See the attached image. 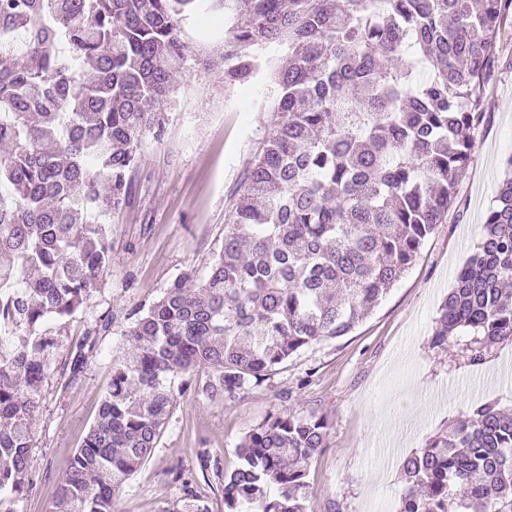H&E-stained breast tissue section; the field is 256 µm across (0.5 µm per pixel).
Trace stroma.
<instances>
[{"instance_id": "stroma-1", "label": "stroma", "mask_w": 512, "mask_h": 512, "mask_svg": "<svg viewBox=\"0 0 512 512\" xmlns=\"http://www.w3.org/2000/svg\"><path fill=\"white\" fill-rule=\"evenodd\" d=\"M277 97L265 75L247 94L225 85L219 68H191L181 78L163 137L142 145L131 201L111 218L110 272L71 319L45 324L58 338L61 363L88 323L113 318L80 379L57 373L42 387L23 512H52L57 484L106 392L109 362L128 346L129 313L158 300L182 273L204 275L220 250L230 202L276 123ZM483 112L455 205L373 312L349 334L303 347L235 399L180 397L154 456L117 496L118 512H186V482L208 512H224V474L238 463L237 444L277 409L330 422L310 467L312 512H375L383 501L398 512L407 456L473 403L512 408V356L498 348L472 366L455 350L429 346L437 307L480 235L512 155V69L489 78ZM203 453L211 457L205 470Z\"/></svg>"}]
</instances>
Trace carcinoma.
<instances>
[{
	"instance_id": "obj_1",
	"label": "carcinoma",
	"mask_w": 512,
	"mask_h": 512,
	"mask_svg": "<svg viewBox=\"0 0 512 512\" xmlns=\"http://www.w3.org/2000/svg\"><path fill=\"white\" fill-rule=\"evenodd\" d=\"M512 0H0V512L30 490L31 422L55 373L58 339L112 268L104 217L128 204L146 137L161 138L188 61L228 86L288 46L269 139L201 278L178 276L135 313L137 351L112 357L94 424L57 499L117 512L154 455L177 395L232 400L299 349L348 334L414 264L444 222L473 155L486 83ZM224 52L198 57L202 42ZM428 70L419 79L417 67ZM483 234L438 309L430 345L470 365L512 345V156ZM105 316L62 370L77 379ZM328 418L269 414L237 445L224 512H308V474ZM400 512H512V409L495 402L433 436L402 466ZM276 487L277 494L268 491Z\"/></svg>"
}]
</instances>
